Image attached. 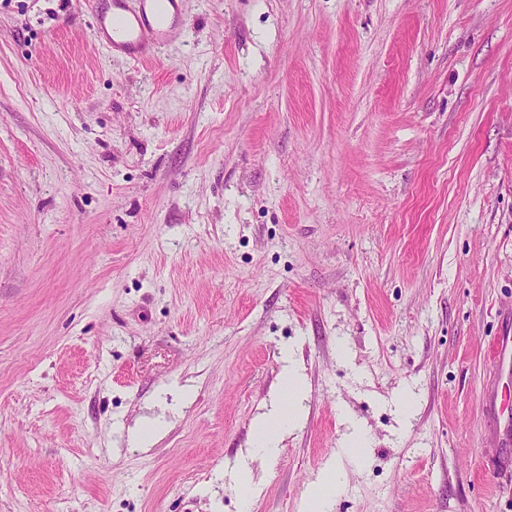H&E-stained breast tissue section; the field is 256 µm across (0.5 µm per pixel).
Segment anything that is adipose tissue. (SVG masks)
I'll return each mask as SVG.
<instances>
[{"mask_svg":"<svg viewBox=\"0 0 512 512\" xmlns=\"http://www.w3.org/2000/svg\"><path fill=\"white\" fill-rule=\"evenodd\" d=\"M304 391L300 369L292 363L285 366L269 411L257 418L253 424L252 433L256 447H273L283 429L298 422Z\"/></svg>","mask_w":512,"mask_h":512,"instance_id":"obj_1","label":"adipose tissue"}]
</instances>
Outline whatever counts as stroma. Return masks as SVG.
<instances>
[{"label": "stroma", "instance_id": "1", "mask_svg": "<svg viewBox=\"0 0 512 512\" xmlns=\"http://www.w3.org/2000/svg\"><path fill=\"white\" fill-rule=\"evenodd\" d=\"M182 10L137 64L0 0V512H305L330 466L327 512H512V0ZM497 348L500 362L496 366L495 378H489L483 388L484 411L490 434L500 435L503 432V436L508 437L509 419L502 427V418H504L506 412L509 416V397L503 390L499 389L498 375L507 358L510 357L512 361V326L502 331L497 340ZM288 366L282 372L268 412L257 418L253 424L255 448H272L282 430L300 417L304 397V381L300 369L292 362V354H286Z\"/></svg>", "mask_w": 512, "mask_h": 512}]
</instances>
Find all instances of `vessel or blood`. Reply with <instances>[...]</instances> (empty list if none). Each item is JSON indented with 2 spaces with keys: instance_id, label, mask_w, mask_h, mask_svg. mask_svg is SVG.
Segmentation results:
<instances>
[{
  "instance_id": "1",
  "label": "vessel or blood",
  "mask_w": 512,
  "mask_h": 512,
  "mask_svg": "<svg viewBox=\"0 0 512 512\" xmlns=\"http://www.w3.org/2000/svg\"><path fill=\"white\" fill-rule=\"evenodd\" d=\"M181 0H88L95 19L94 37L109 54L133 62L150 61L174 34ZM484 411L490 434H501L502 420L512 409V398L496 379L483 388Z\"/></svg>"
}]
</instances>
